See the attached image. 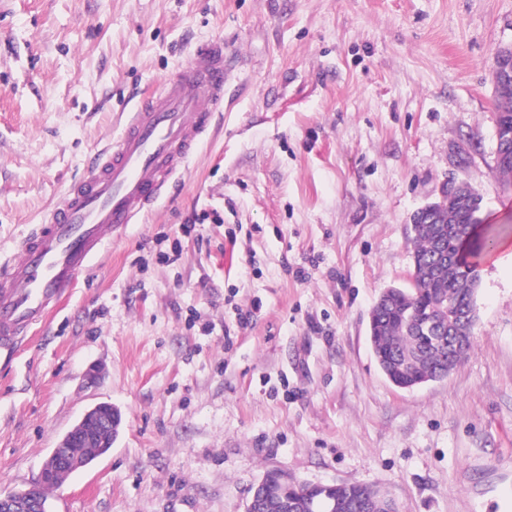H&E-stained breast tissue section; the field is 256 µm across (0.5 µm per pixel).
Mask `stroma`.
<instances>
[{"instance_id":"stroma-1","label":"stroma","mask_w":512,"mask_h":512,"mask_svg":"<svg viewBox=\"0 0 512 512\" xmlns=\"http://www.w3.org/2000/svg\"><path fill=\"white\" fill-rule=\"evenodd\" d=\"M216 41L210 137L45 327L0 347V493L109 403L117 440L53 512H246L272 470L397 512H512V259L481 266L445 379L393 386L368 340L440 183L471 184L512 238L492 76L512 0H0V263ZM276 475L278 476V480L280 485L288 486V489L304 487L308 492L316 493L320 489H325V493H328L330 489L337 488V493L340 498L345 501H350L353 499H359L363 502L364 512H368L372 503L379 493L373 488L364 485V484H332V485H319V484H307L299 482L295 479L291 474L287 471H276ZM388 502H389V512H396V508L394 504L383 498L373 503L371 512H388Z\"/></svg>"}]
</instances>
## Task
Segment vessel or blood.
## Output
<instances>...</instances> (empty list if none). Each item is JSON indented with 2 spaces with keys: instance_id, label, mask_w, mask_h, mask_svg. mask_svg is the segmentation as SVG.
<instances>
[{
  "instance_id": "b4317fda",
  "label": "vessel or blood",
  "mask_w": 512,
  "mask_h": 512,
  "mask_svg": "<svg viewBox=\"0 0 512 512\" xmlns=\"http://www.w3.org/2000/svg\"><path fill=\"white\" fill-rule=\"evenodd\" d=\"M224 105V49L213 42L131 112L121 137L66 187L47 223L0 265V347L43 322L100 252L164 193Z\"/></svg>"
}]
</instances>
